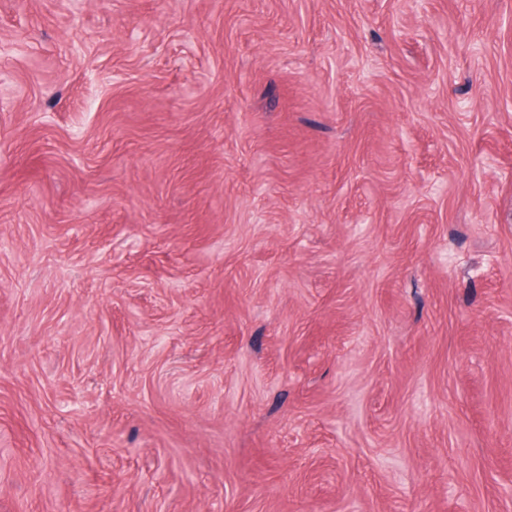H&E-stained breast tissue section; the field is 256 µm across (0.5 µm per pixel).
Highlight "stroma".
Here are the masks:
<instances>
[{
  "instance_id": "1",
  "label": "stroma",
  "mask_w": 512,
  "mask_h": 512,
  "mask_svg": "<svg viewBox=\"0 0 512 512\" xmlns=\"http://www.w3.org/2000/svg\"><path fill=\"white\" fill-rule=\"evenodd\" d=\"M0 512H512V0H0Z\"/></svg>"
}]
</instances>
